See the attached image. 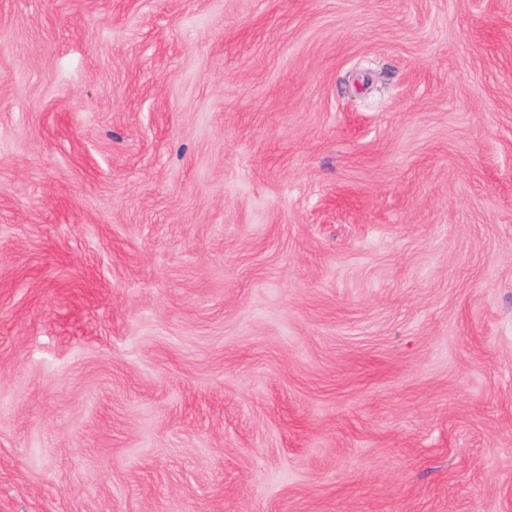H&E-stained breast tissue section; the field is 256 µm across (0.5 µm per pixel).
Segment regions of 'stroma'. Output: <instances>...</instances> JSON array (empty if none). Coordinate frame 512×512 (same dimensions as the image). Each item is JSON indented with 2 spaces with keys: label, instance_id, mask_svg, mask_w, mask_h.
<instances>
[{
  "label": "stroma",
  "instance_id": "stroma-1",
  "mask_svg": "<svg viewBox=\"0 0 512 512\" xmlns=\"http://www.w3.org/2000/svg\"><path fill=\"white\" fill-rule=\"evenodd\" d=\"M0 512H512V0H0Z\"/></svg>",
  "mask_w": 512,
  "mask_h": 512
}]
</instances>
